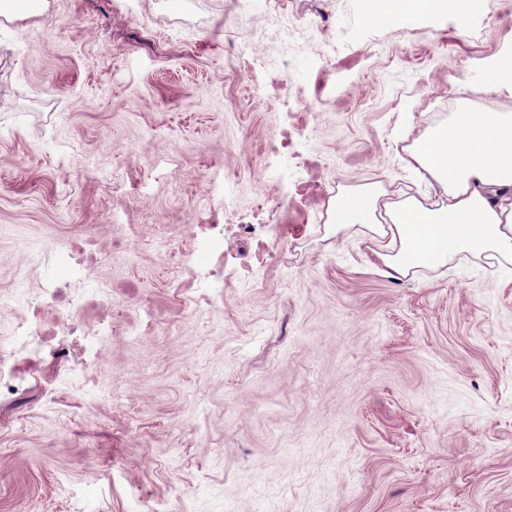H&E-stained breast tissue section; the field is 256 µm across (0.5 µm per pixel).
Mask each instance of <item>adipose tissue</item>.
<instances>
[{"mask_svg":"<svg viewBox=\"0 0 512 512\" xmlns=\"http://www.w3.org/2000/svg\"><path fill=\"white\" fill-rule=\"evenodd\" d=\"M407 155L408 167L425 171L441 186L439 199L425 205L407 197L384 204L371 188L357 208L347 199L336 201L337 210L359 223L369 222L381 205L394 214L400 247L384 256V264L407 274L422 248L437 264L470 250L512 260V113L482 112L474 119L454 114L417 139Z\"/></svg>","mask_w":512,"mask_h":512,"instance_id":"1","label":"adipose tissue"}]
</instances>
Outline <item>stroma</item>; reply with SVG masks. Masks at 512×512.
I'll list each match as a JSON object with an SVG mask.
<instances>
[{"label": "stroma", "mask_w": 512, "mask_h": 512, "mask_svg": "<svg viewBox=\"0 0 512 512\" xmlns=\"http://www.w3.org/2000/svg\"><path fill=\"white\" fill-rule=\"evenodd\" d=\"M415 20L370 27L359 0H278L246 26L237 0H5L0 512H512V265L466 251L392 276L374 230L336 221L337 195L366 185L438 195L403 158L440 111L512 113L472 69L512 52V0ZM283 23L317 65L288 71L301 101L260 103L265 74L236 51L283 68ZM269 173L288 196L278 235L234 225L223 304L186 317L192 286L161 244L190 245L207 181L231 176L248 211ZM76 242L113 257L81 267L112 292L84 315L112 322L84 389L63 378L83 341L9 342L31 315L9 301L21 284L55 329L43 256Z\"/></svg>", "instance_id": "35a3bbf8"}]
</instances>
